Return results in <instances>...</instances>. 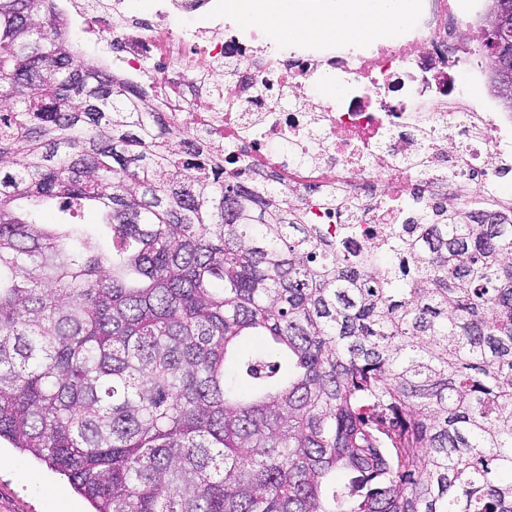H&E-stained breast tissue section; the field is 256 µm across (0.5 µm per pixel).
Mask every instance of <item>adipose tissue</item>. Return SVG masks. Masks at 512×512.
I'll use <instances>...</instances> for the list:
<instances>
[{
	"mask_svg": "<svg viewBox=\"0 0 512 512\" xmlns=\"http://www.w3.org/2000/svg\"><path fill=\"white\" fill-rule=\"evenodd\" d=\"M268 7L265 0H252L243 12L244 20L261 19L272 33L288 31L294 37L319 36L346 44H357L370 35L396 31L408 19L413 0H345L346 7L333 22L313 15L308 21L291 23L288 0H275Z\"/></svg>",
	"mask_w": 512,
	"mask_h": 512,
	"instance_id": "adipose-tissue-1",
	"label": "adipose tissue"
}]
</instances>
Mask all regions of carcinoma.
Wrapping results in <instances>:
<instances>
[{
    "mask_svg": "<svg viewBox=\"0 0 512 512\" xmlns=\"http://www.w3.org/2000/svg\"><path fill=\"white\" fill-rule=\"evenodd\" d=\"M199 140L0 0V439L93 512H512V221L352 256Z\"/></svg>",
    "mask_w": 512,
    "mask_h": 512,
    "instance_id": "cac0c4a2",
    "label": "carcinoma"
}]
</instances>
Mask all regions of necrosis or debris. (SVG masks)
<instances>
[{"mask_svg": "<svg viewBox=\"0 0 512 512\" xmlns=\"http://www.w3.org/2000/svg\"><path fill=\"white\" fill-rule=\"evenodd\" d=\"M422 2L404 38L378 35L355 54L332 40L293 50L259 45L214 27L204 0L160 5L146 17L127 15L124 0L100 9L70 0V8L97 40L111 43L113 73L149 90L165 119L223 140L226 177L273 178L302 197L308 223L356 225L347 245L358 253L433 201L474 220L512 215V196L501 191L512 174L505 148L512 113L461 96L469 74L457 68L463 20L455 0ZM176 10L194 17L191 29L173 23ZM215 65L224 68L223 82L209 79ZM325 77L340 89L335 101L316 112L288 105L290 90ZM203 94L217 107L196 111ZM445 141L454 152H441ZM418 153L426 165L409 167ZM330 190L332 206L323 201Z\"/></svg>", "mask_w": 512, "mask_h": 512, "instance_id": "obj_1", "label": "necrosis or debris"}]
</instances>
